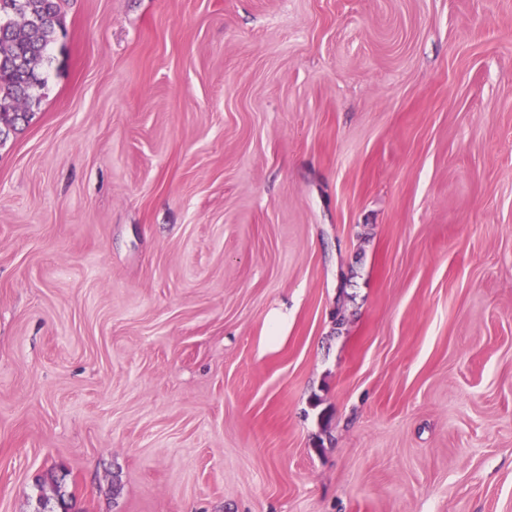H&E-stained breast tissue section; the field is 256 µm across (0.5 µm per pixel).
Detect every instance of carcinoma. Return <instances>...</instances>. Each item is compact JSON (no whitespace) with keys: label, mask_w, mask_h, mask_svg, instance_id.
Returning <instances> with one entry per match:
<instances>
[{"label":"carcinoma","mask_w":512,"mask_h":512,"mask_svg":"<svg viewBox=\"0 0 512 512\" xmlns=\"http://www.w3.org/2000/svg\"><path fill=\"white\" fill-rule=\"evenodd\" d=\"M61 25L60 0H0V126L28 120L44 84L39 67Z\"/></svg>","instance_id":"1"}]
</instances>
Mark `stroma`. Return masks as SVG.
Returning a JSON list of instances; mask_svg holds the SVG:
<instances>
[{
	"label": "stroma",
	"mask_w": 512,
	"mask_h": 512,
	"mask_svg": "<svg viewBox=\"0 0 512 512\" xmlns=\"http://www.w3.org/2000/svg\"><path fill=\"white\" fill-rule=\"evenodd\" d=\"M0 142V512H512V0H63Z\"/></svg>",
	"instance_id": "stroma-1"
}]
</instances>
